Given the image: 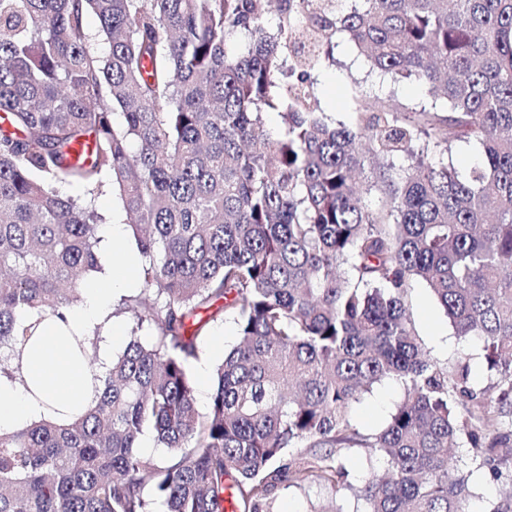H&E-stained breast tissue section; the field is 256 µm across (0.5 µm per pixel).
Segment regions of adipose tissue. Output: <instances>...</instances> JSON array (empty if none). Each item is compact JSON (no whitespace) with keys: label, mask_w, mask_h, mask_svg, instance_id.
Listing matches in <instances>:
<instances>
[{"label":"adipose tissue","mask_w":512,"mask_h":512,"mask_svg":"<svg viewBox=\"0 0 512 512\" xmlns=\"http://www.w3.org/2000/svg\"><path fill=\"white\" fill-rule=\"evenodd\" d=\"M101 237L109 254L103 273L90 281L82 305L67 311L68 327L78 340L98 341L110 354L124 341L110 318L113 294L138 281L140 254L126 244L125 227L107 224ZM95 394L85 360L72 359L55 328L43 326L22 354L17 377L0 375V432H10L44 418L71 419Z\"/></svg>","instance_id":"obj_1"}]
</instances>
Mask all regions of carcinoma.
<instances>
[{
	"label": "carcinoma",
	"instance_id": "cac0c4a2",
	"mask_svg": "<svg viewBox=\"0 0 512 512\" xmlns=\"http://www.w3.org/2000/svg\"><path fill=\"white\" fill-rule=\"evenodd\" d=\"M338 36L429 98L361 91L333 121L315 74ZM459 142L480 149L468 171L428 161ZM106 185L144 258L136 327L83 413L0 433V512H225L228 489L275 512L284 483L349 489L354 512H466L476 476L512 485V0H0L1 373L38 327L18 314L63 317L103 269ZM413 279L493 382L423 351ZM201 309L238 335L205 413ZM384 380L402 398L365 434L350 408ZM146 430L165 458L139 452ZM351 448L385 469L352 484Z\"/></svg>",
	"mask_w": 512,
	"mask_h": 512
}]
</instances>
